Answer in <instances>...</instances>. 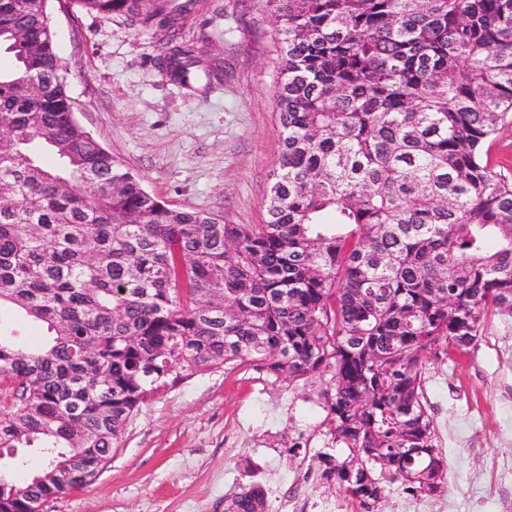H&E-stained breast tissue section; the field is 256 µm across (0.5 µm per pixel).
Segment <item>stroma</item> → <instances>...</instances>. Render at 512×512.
<instances>
[{
    "instance_id": "35a3bbf8",
    "label": "stroma",
    "mask_w": 512,
    "mask_h": 512,
    "mask_svg": "<svg viewBox=\"0 0 512 512\" xmlns=\"http://www.w3.org/2000/svg\"><path fill=\"white\" fill-rule=\"evenodd\" d=\"M76 117L145 189L172 207L261 224L278 158L275 31L261 0H202L185 26L223 61L224 79L192 88L151 62V34L75 0L52 5ZM424 392L447 464L441 492L384 477L379 512H512V313L490 312L470 348L431 362ZM304 382L228 365L148 401L96 480L45 512H224L249 481L281 482L336 512H358L319 477L339 454Z\"/></svg>"
}]
</instances>
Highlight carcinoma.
Masks as SVG:
<instances>
[{
  "label": "carcinoma",
  "mask_w": 512,
  "mask_h": 512,
  "mask_svg": "<svg viewBox=\"0 0 512 512\" xmlns=\"http://www.w3.org/2000/svg\"><path fill=\"white\" fill-rule=\"evenodd\" d=\"M49 2L0 0V458L43 459L0 471V512L87 487L147 401L234 363L318 384L346 449L322 475L360 512L387 474L440 491L427 365L512 312V180L489 159L512 0H263L280 126L263 224L169 206L80 124ZM78 3L152 34L172 81L224 76L185 33L199 0ZM14 316L46 327L41 348ZM266 509L258 483L224 504ZM5 462H13L10 465L13 478L22 481L40 468L42 459L36 448H20L15 459H1L2 467Z\"/></svg>",
  "instance_id": "1"
}]
</instances>
